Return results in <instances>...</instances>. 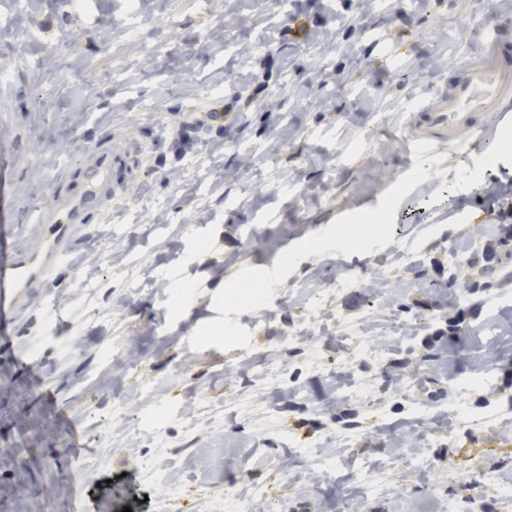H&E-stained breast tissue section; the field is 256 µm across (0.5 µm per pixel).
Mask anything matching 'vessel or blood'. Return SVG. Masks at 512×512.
Masks as SVG:
<instances>
[{
  "label": "vessel or blood",
  "instance_id": "b4317fda",
  "mask_svg": "<svg viewBox=\"0 0 512 512\" xmlns=\"http://www.w3.org/2000/svg\"><path fill=\"white\" fill-rule=\"evenodd\" d=\"M496 113L500 123H512V29L493 27L481 56L465 64L449 90L429 99L408 134L417 144L455 146L465 132L478 130L479 118ZM121 153L84 150L79 158L77 189L56 191L50 202L39 208L37 221L52 226L86 224L103 217L118 191H129L131 182L117 183L114 173L122 168ZM64 248L62 239L52 246H28L14 250L7 261L9 276L0 281V300L14 303L26 287L34 267L30 257H38L41 272H49Z\"/></svg>",
  "mask_w": 512,
  "mask_h": 512
}]
</instances>
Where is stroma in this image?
Masks as SVG:
<instances>
[{
  "instance_id": "1",
  "label": "stroma",
  "mask_w": 512,
  "mask_h": 512,
  "mask_svg": "<svg viewBox=\"0 0 512 512\" xmlns=\"http://www.w3.org/2000/svg\"><path fill=\"white\" fill-rule=\"evenodd\" d=\"M213 2L0 0L13 245L81 146L139 161L0 338V512H208L227 489L251 512H507L512 216L486 185L512 150L490 113L452 148L407 129L512 0Z\"/></svg>"
}]
</instances>
